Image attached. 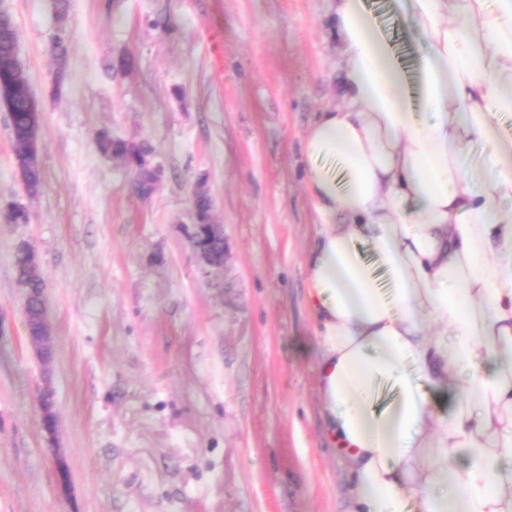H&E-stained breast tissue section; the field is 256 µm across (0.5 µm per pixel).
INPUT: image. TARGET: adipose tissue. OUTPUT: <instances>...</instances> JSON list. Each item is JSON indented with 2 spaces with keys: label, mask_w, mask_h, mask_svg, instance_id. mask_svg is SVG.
Wrapping results in <instances>:
<instances>
[{
  "label": "adipose tissue",
  "mask_w": 512,
  "mask_h": 512,
  "mask_svg": "<svg viewBox=\"0 0 512 512\" xmlns=\"http://www.w3.org/2000/svg\"><path fill=\"white\" fill-rule=\"evenodd\" d=\"M395 3L416 82L365 0H331L338 93L302 139L327 439L348 512H512V0Z\"/></svg>",
  "instance_id": "ef3b65f1"
}]
</instances>
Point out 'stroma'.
<instances>
[{
  "mask_svg": "<svg viewBox=\"0 0 512 512\" xmlns=\"http://www.w3.org/2000/svg\"><path fill=\"white\" fill-rule=\"evenodd\" d=\"M366 2L414 70L391 0ZM0 9L40 102L43 177L27 197L0 108V512H346L306 348L318 219L300 142L336 101L329 0ZM104 135L147 150L151 194L132 191ZM201 186L224 233L207 274L189 239ZM14 204L27 223L6 220ZM23 242L45 286L46 367L13 266Z\"/></svg>",
  "mask_w": 512,
  "mask_h": 512,
  "instance_id": "35a3bbf8",
  "label": "stroma"
}]
</instances>
